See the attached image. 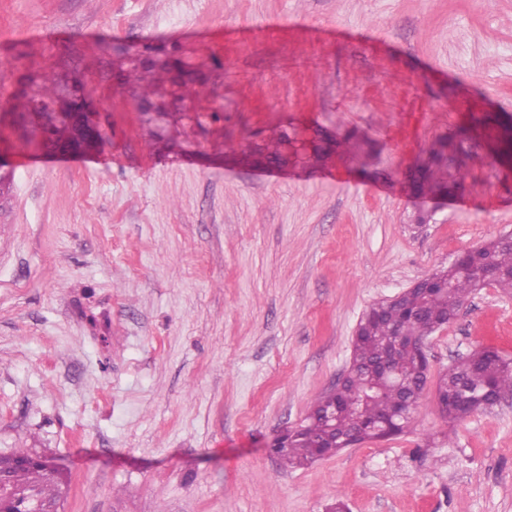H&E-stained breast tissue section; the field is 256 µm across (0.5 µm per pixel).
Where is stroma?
Listing matches in <instances>:
<instances>
[{
    "label": "stroma",
    "mask_w": 512,
    "mask_h": 512,
    "mask_svg": "<svg viewBox=\"0 0 512 512\" xmlns=\"http://www.w3.org/2000/svg\"><path fill=\"white\" fill-rule=\"evenodd\" d=\"M147 44L210 111L191 85L139 110L147 80L119 75ZM45 74L103 138L51 155L0 111V455L52 461L59 512H512V392L452 422L432 388L476 349L512 361L493 285L429 336L406 432L307 467L273 448L370 305L512 235L489 140L429 223L402 186L469 102L512 123V0H0V104ZM283 132L306 150L259 162ZM349 133L371 150L337 152ZM147 51H163L167 54V61H153L147 58V62H152L153 67H157L158 69L166 72L167 74H171L170 83L171 86H179L181 84H185L187 82H194L196 79L192 76L190 71L186 70L183 66L180 65L179 60L175 57L174 51L167 52L164 49L154 48L152 46L146 47Z\"/></svg>",
    "instance_id": "35a3bbf8"
}]
</instances>
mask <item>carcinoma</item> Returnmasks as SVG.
<instances>
[{
	"label": "carcinoma",
	"mask_w": 512,
	"mask_h": 512,
	"mask_svg": "<svg viewBox=\"0 0 512 512\" xmlns=\"http://www.w3.org/2000/svg\"><path fill=\"white\" fill-rule=\"evenodd\" d=\"M152 65L171 75L170 83L179 86L195 81L172 52L167 60ZM156 101L139 100L140 108L159 112L163 98L171 91L156 85ZM80 83L54 82L31 77L21 93L24 101L11 104L6 111L18 110L37 119L43 144L56 150L86 147L85 125L69 108L82 100ZM470 139L468 131L440 138L406 176L415 197H448L461 186L460 178L468 170L471 152L463 148ZM271 164L288 162V134L284 133L259 150ZM458 264L436 272L415 286L411 294L395 305L379 302L366 310L357 325L358 340L353 342L350 370L330 392L318 396L305 420L281 435L276 448L284 465L308 466L342 450L344 438L355 434L359 440H382L402 434L413 417H393L396 406L413 389L428 381L427 367L413 348L396 346L401 336H423L432 322L445 325L458 314L468 297L484 287V280L512 292V242L501 237L457 256ZM489 397L512 391V361L496 351L482 348L471 352L448 368L440 378L437 391L448 402L460 390ZM55 467L46 462L40 469L12 468L7 473L11 486L31 497L27 508L36 503H57Z\"/></svg>",
	"instance_id": "carcinoma-1"
}]
</instances>
